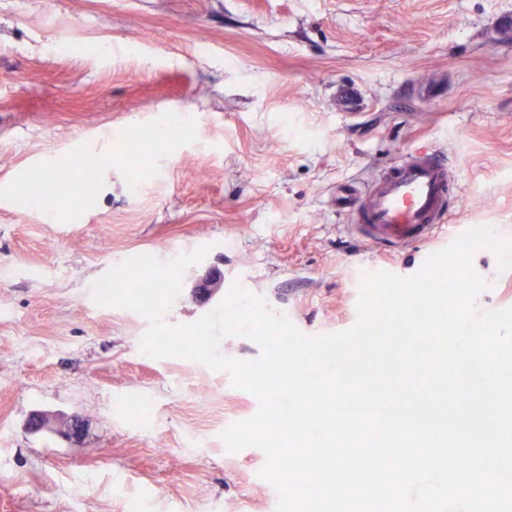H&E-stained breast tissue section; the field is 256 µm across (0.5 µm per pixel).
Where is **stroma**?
<instances>
[{
    "label": "stroma",
    "instance_id": "35a3bbf8",
    "mask_svg": "<svg viewBox=\"0 0 512 512\" xmlns=\"http://www.w3.org/2000/svg\"><path fill=\"white\" fill-rule=\"evenodd\" d=\"M174 112L190 124L158 140ZM129 132L151 155L136 175ZM422 145L456 172L451 224L512 239V0H0V512H276L263 453L220 438L258 399L143 354L149 318L91 285L203 247L168 324L238 285L305 334L345 330L364 275H414L448 245L388 252L348 227ZM76 155L108 159L93 191L20 211ZM473 267L477 307L512 306V269L485 249ZM212 271L224 284L200 297ZM35 411L83 433L31 432Z\"/></svg>",
    "mask_w": 512,
    "mask_h": 512
}]
</instances>
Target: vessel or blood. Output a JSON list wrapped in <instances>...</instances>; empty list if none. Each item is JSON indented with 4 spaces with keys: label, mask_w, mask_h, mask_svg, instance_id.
I'll return each mask as SVG.
<instances>
[{
    "label": "vessel or blood",
    "mask_w": 512,
    "mask_h": 512,
    "mask_svg": "<svg viewBox=\"0 0 512 512\" xmlns=\"http://www.w3.org/2000/svg\"><path fill=\"white\" fill-rule=\"evenodd\" d=\"M450 186L446 164L416 147L365 192L353 209L354 229L365 241L389 247L431 241L446 227Z\"/></svg>",
    "instance_id": "vessel-or-blood-1"
}]
</instances>
